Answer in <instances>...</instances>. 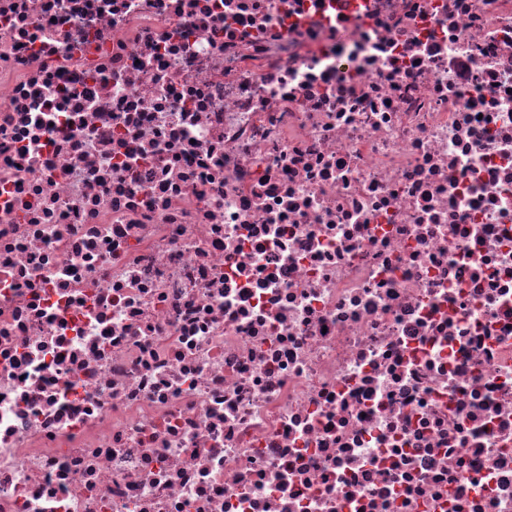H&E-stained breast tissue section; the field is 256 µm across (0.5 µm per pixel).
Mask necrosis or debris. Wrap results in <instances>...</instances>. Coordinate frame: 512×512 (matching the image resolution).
<instances>
[{
    "label": "necrosis or debris",
    "instance_id": "obj_1",
    "mask_svg": "<svg viewBox=\"0 0 512 512\" xmlns=\"http://www.w3.org/2000/svg\"><path fill=\"white\" fill-rule=\"evenodd\" d=\"M0 512H512V0H0Z\"/></svg>",
    "mask_w": 512,
    "mask_h": 512
}]
</instances>
